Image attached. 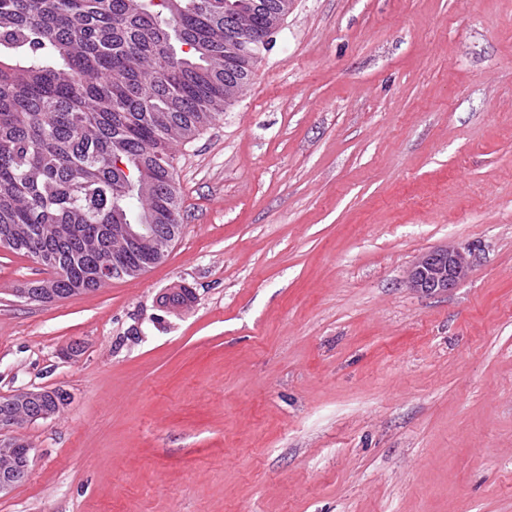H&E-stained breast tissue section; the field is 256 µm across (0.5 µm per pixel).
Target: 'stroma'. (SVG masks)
<instances>
[{"label":"stroma","instance_id":"1","mask_svg":"<svg viewBox=\"0 0 512 512\" xmlns=\"http://www.w3.org/2000/svg\"><path fill=\"white\" fill-rule=\"evenodd\" d=\"M171 152L138 277L27 302L0 247V396L69 394L0 512H512V0H292ZM451 242L468 279L407 288Z\"/></svg>","mask_w":512,"mask_h":512}]
</instances>
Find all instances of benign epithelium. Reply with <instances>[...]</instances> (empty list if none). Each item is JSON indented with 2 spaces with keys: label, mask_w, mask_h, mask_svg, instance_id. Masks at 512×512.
<instances>
[{
  "label": "benign epithelium",
  "mask_w": 512,
  "mask_h": 512,
  "mask_svg": "<svg viewBox=\"0 0 512 512\" xmlns=\"http://www.w3.org/2000/svg\"><path fill=\"white\" fill-rule=\"evenodd\" d=\"M472 267L468 250L446 245L422 253L407 272L406 285L422 295L444 294L465 281ZM60 392L55 387L22 389L0 399V406L14 412L32 409L45 394ZM16 424L10 415L0 416V447L12 448L16 440ZM32 449L13 457L9 468L0 471V494L23 482L31 473Z\"/></svg>",
  "instance_id": "obj_1"
}]
</instances>
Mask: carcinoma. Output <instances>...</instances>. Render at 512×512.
<instances>
[{
  "label": "carcinoma",
  "instance_id": "cac0c4a2",
  "mask_svg": "<svg viewBox=\"0 0 512 512\" xmlns=\"http://www.w3.org/2000/svg\"><path fill=\"white\" fill-rule=\"evenodd\" d=\"M258 41L288 9L259 0ZM257 58L224 40V0H0V246L56 298L135 278L179 237L170 144L223 115Z\"/></svg>",
  "mask_w": 512,
  "mask_h": 512
}]
</instances>
